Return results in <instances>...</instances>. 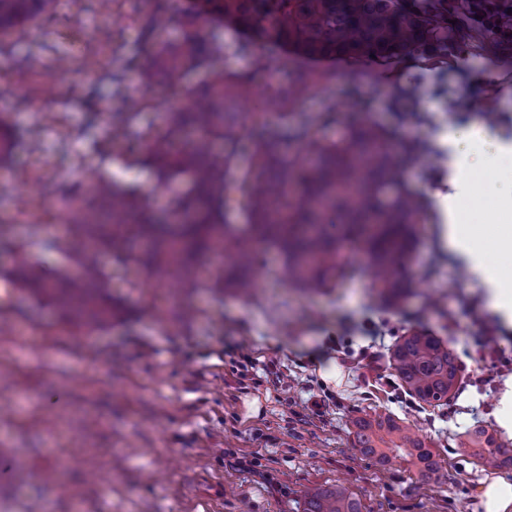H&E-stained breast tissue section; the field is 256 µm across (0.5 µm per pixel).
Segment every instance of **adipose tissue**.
Instances as JSON below:
<instances>
[{"instance_id": "ef3b65f1", "label": "adipose tissue", "mask_w": 512, "mask_h": 512, "mask_svg": "<svg viewBox=\"0 0 512 512\" xmlns=\"http://www.w3.org/2000/svg\"><path fill=\"white\" fill-rule=\"evenodd\" d=\"M460 194L437 198L436 204L444 224L442 239L448 250L462 257L484 282L487 290V308L505 322H512V276L504 268L491 262V255L512 254V228L495 229L467 224L461 210Z\"/></svg>"}]
</instances>
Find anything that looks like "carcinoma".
<instances>
[{
  "label": "carcinoma",
  "instance_id": "cac0c4a2",
  "mask_svg": "<svg viewBox=\"0 0 512 512\" xmlns=\"http://www.w3.org/2000/svg\"><path fill=\"white\" fill-rule=\"evenodd\" d=\"M49 0H0V29L15 27L44 10ZM224 17L251 32L235 50L250 55L257 43L274 41L304 57H357L389 70L415 58L424 70L448 68V43L458 26L448 20V0H218ZM189 30L175 44L144 49L129 65L146 81L157 77L181 95L164 115L165 129L141 134L157 187L178 199L173 221L145 215L147 198L94 169L87 170L84 198H67L60 216L68 231L65 250L75 251L79 274L52 282L42 261L21 250L15 274L19 283L54 302L68 318L105 325L115 317L104 293V250L118 264L141 244L144 266L174 287H197L201 254L224 258L212 287L247 296L255 288L252 239L276 247L281 277L308 292L335 285L349 266L345 244L366 255L372 299L399 306L411 294L408 263L415 248L413 224L424 203L406 185L404 161L389 146L383 126L366 122L344 128L333 142L316 143L313 157L288 149L313 142V130L335 119L334 112L296 113L304 91L324 76L288 73V93L279 72L254 57V73L210 74L203 85L184 84L200 66L208 42ZM266 77L257 96L254 75ZM256 101L251 112L239 111ZM141 104L112 111V139L124 138L139 117ZM13 149L8 115L0 113V158ZM241 215L245 223L233 222ZM399 388L430 407L448 403L462 383L461 367L448 344L426 329L399 337L389 352ZM356 447L383 464L402 456L426 483L439 479L436 454L411 424L390 413L352 421ZM457 447L483 466L512 468V451L487 428L476 426L458 436ZM303 512H364L361 499L339 485L309 493Z\"/></svg>",
  "mask_w": 512,
  "mask_h": 512
}]
</instances>
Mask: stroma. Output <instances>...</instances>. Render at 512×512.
<instances>
[{
	"label": "stroma",
	"instance_id": "35a3bbf8",
	"mask_svg": "<svg viewBox=\"0 0 512 512\" xmlns=\"http://www.w3.org/2000/svg\"><path fill=\"white\" fill-rule=\"evenodd\" d=\"M157 10L170 18L159 31L149 24ZM190 18L204 38L223 43L190 73V86L209 67L251 71L250 56L235 51L242 33L186 0H53L33 21L0 33V109L12 117L16 143L0 162V290L12 296L11 313L0 312V448L28 475L0 490V512H300L309 490L336 483L366 512H484L490 471L456 438L476 424L497 427L512 379V325L489 313L480 279L444 246L435 200L450 190L448 131L465 120L486 132L474 163L486 180L471 193L482 202L473 223L512 198V160L500 154L512 146V48L487 54L465 39L449 44L437 81L412 60L397 78L360 60L327 61L318 69L337 99L316 87L297 106L379 122L399 154L416 142L406 180L427 217L413 226L416 286L401 306L373 302L361 253L336 288L305 293L279 278L276 253L261 243L258 286L246 299L211 287L215 261L207 256L197 263V287L177 299L136 261L107 263L108 292L123 313L105 328L68 322L10 277L22 241L49 279L73 272L72 257L41 242L62 237L60 207L83 194L85 168L125 170L127 184L150 195L151 215L171 209L173 195L156 192L136 137L100 151L93 143L122 98L150 101L143 119L157 121L170 93L163 82L141 81L127 60L181 39ZM33 137L41 150H31ZM420 324L447 339L461 364L464 380L448 405L398 398L383 360L374 371L342 366L337 379L325 377L339 352L375 342L388 352ZM487 334L498 351L479 367L473 356ZM248 359L263 380H278L277 390L239 378ZM325 392L342 406L315 410L311 396ZM376 410L408 420L438 453L437 483H421L409 460L383 465L355 448L352 419Z\"/></svg>",
	"mask_w": 512,
	"mask_h": 512
}]
</instances>
